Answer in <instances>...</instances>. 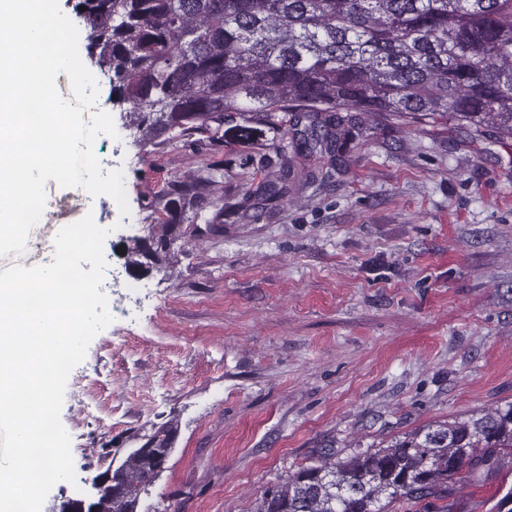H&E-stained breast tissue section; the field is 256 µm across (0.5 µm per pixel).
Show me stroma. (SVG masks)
Returning a JSON list of instances; mask_svg holds the SVG:
<instances>
[{"label": "stroma", "mask_w": 512, "mask_h": 512, "mask_svg": "<svg viewBox=\"0 0 512 512\" xmlns=\"http://www.w3.org/2000/svg\"><path fill=\"white\" fill-rule=\"evenodd\" d=\"M98 110L117 131L95 139L103 172L123 173L121 216L107 195L46 183L32 248L0 272L52 263L60 225L91 214L108 229L103 284L112 322L67 379L61 422L75 483H56L42 512L86 491L159 429H176L141 512H253L299 467L385 444L512 403V138L456 121L362 113L364 135L336 166L280 156L268 137L223 145L175 139L139 147L97 76ZM313 182L278 205L239 210L208 229L213 207L174 229L159 196L171 179L214 170L207 198L238 204L283 164ZM172 233L166 264L134 272L138 243ZM512 465L458 481L447 500L397 501L391 512H489Z\"/></svg>", "instance_id": "1"}]
</instances>
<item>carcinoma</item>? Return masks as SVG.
<instances>
[{
    "label": "carcinoma",
    "instance_id": "1",
    "mask_svg": "<svg viewBox=\"0 0 512 512\" xmlns=\"http://www.w3.org/2000/svg\"><path fill=\"white\" fill-rule=\"evenodd\" d=\"M85 10H80V7ZM94 66L128 104L140 144L205 135L246 115L243 144L267 130L299 156L336 165L359 137L356 112L452 116L512 137V0H78ZM298 177L285 166L243 203H274ZM175 209L205 199L176 178ZM512 457V404L425 426L386 447L328 452L267 487L254 512H388L397 500L448 496ZM123 496L101 512H137L159 472L140 449L115 469Z\"/></svg>",
    "mask_w": 512,
    "mask_h": 512
}]
</instances>
